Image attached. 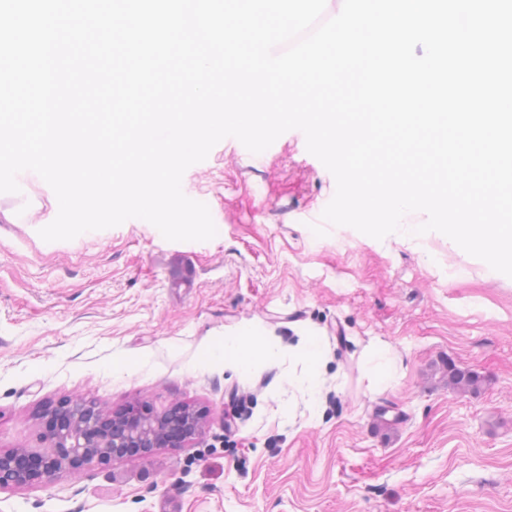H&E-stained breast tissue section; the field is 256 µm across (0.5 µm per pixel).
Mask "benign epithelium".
<instances>
[{
  "instance_id": "1",
  "label": "benign epithelium",
  "mask_w": 512,
  "mask_h": 512,
  "mask_svg": "<svg viewBox=\"0 0 512 512\" xmlns=\"http://www.w3.org/2000/svg\"><path fill=\"white\" fill-rule=\"evenodd\" d=\"M48 446L0 451V489L45 484L61 472L80 474L124 457V449L183 444L205 431L204 416L186 409L155 416L137 405L109 414L96 402L63 400L48 405Z\"/></svg>"
}]
</instances>
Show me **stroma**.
Here are the masks:
<instances>
[{"label":"stroma","mask_w":512,"mask_h":512,"mask_svg":"<svg viewBox=\"0 0 512 512\" xmlns=\"http://www.w3.org/2000/svg\"><path fill=\"white\" fill-rule=\"evenodd\" d=\"M182 190L214 238L121 224L47 242L50 186L0 193V451L41 447L40 410L66 399L207 423L182 446L1 489L0 512H512V277L435 231L377 240L325 223L335 179L295 130L253 156L223 139ZM186 271L195 288H179ZM230 333L313 337L320 415L294 386L304 362L203 361ZM373 343L401 358L386 389L365 372ZM450 359L479 391L449 387Z\"/></svg>","instance_id":"1"}]
</instances>
